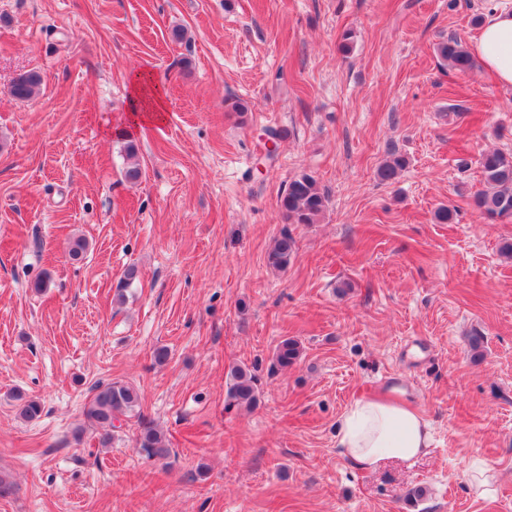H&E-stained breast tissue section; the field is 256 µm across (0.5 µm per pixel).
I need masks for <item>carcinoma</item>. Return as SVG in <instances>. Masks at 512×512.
<instances>
[{
  "instance_id": "cac0c4a2",
  "label": "carcinoma",
  "mask_w": 512,
  "mask_h": 512,
  "mask_svg": "<svg viewBox=\"0 0 512 512\" xmlns=\"http://www.w3.org/2000/svg\"><path fill=\"white\" fill-rule=\"evenodd\" d=\"M437 51L443 61L461 73L475 66L467 48L456 38L439 43ZM40 82L37 73H23L12 81L11 94L18 100L28 101L36 95ZM406 164L405 157L393 154L379 166L377 176L382 181H390ZM480 167L483 188L473 195V206L491 219L512 217V156L498 151L486 152L481 156ZM326 203V196L319 191L315 180L302 175L288 183L280 197L279 207L288 224H315ZM294 249L293 236L283 232L268 254L269 265L278 270L286 269ZM300 353V343L294 338H285L275 348L272 367L286 368L296 362ZM227 398L231 404L247 408L257 403V377L248 367L239 365L231 370ZM139 401V392L127 383H99L94 387L84 416L89 423L104 430L100 437L101 445L106 446L112 441V421L134 411ZM137 444L150 458L163 460L170 455L165 436L149 421H140Z\"/></svg>"
}]
</instances>
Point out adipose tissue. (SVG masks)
<instances>
[{"mask_svg":"<svg viewBox=\"0 0 512 512\" xmlns=\"http://www.w3.org/2000/svg\"><path fill=\"white\" fill-rule=\"evenodd\" d=\"M473 53L501 84L512 86V6L504 0L487 13ZM129 84L131 124L163 120L164 95L151 76L135 71ZM432 444L426 415L386 393L352 402L336 430L339 455L359 471H374L389 461L414 463L429 453Z\"/></svg>","mask_w":512,"mask_h":512,"instance_id":"adipose-tissue-1","label":"adipose tissue"}]
</instances>
